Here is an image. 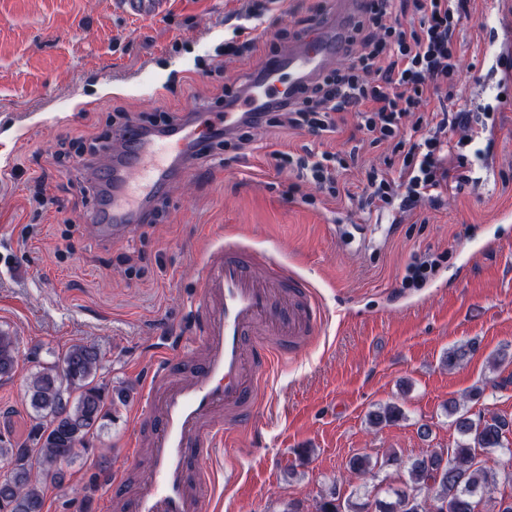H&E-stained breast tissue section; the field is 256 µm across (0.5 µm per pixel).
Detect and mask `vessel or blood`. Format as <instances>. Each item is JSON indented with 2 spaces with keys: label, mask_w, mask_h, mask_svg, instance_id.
<instances>
[{
  "label": "vessel or blood",
  "mask_w": 512,
  "mask_h": 512,
  "mask_svg": "<svg viewBox=\"0 0 512 512\" xmlns=\"http://www.w3.org/2000/svg\"><path fill=\"white\" fill-rule=\"evenodd\" d=\"M132 18L158 19L169 0H117ZM344 18L336 17L284 50L256 72L233 105L221 112L194 107L182 112L175 131L131 127L119 136L99 168L109 186L96 209L101 238L127 236L149 222L154 202L175 174L204 152L213 128L233 133L256 110L280 101L329 69L341 52ZM191 333L158 352L145 380L148 403L135 415L136 447L147 452L148 479L126 497V512H207L215 487L205 462L225 433L249 427L259 411L256 388L269 366L296 354L322 321L313 290L267 254L232 238H220L200 261V287ZM196 359L185 367L183 355Z\"/></svg>",
  "instance_id": "b4317fda"
}]
</instances>
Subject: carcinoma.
<instances>
[{"mask_svg":"<svg viewBox=\"0 0 512 512\" xmlns=\"http://www.w3.org/2000/svg\"><path fill=\"white\" fill-rule=\"evenodd\" d=\"M100 362L97 346L74 344L60 362L39 364L31 373L27 434L0 439V512H44L45 487L62 485L72 449L89 447L90 437L105 426L109 392L96 382ZM15 370V340L0 330V379L11 378ZM401 416L399 406L388 405L374 411L370 423L378 427ZM448 416L459 435L448 457L432 448L405 466L402 486L392 493L382 494L380 484L374 487L372 500L358 489L346 497L333 491L315 500L314 512H481L486 501L489 512H512V506L504 507L512 492L492 496L499 484L498 471L488 465L491 452L500 450L512 457L507 443L512 420L493 414L475 421L454 400L448 401ZM377 467L366 454L349 460L350 470L361 476Z\"/></svg>","mask_w":512,"mask_h":512,"instance_id":"carcinoma-1","label":"carcinoma"}]
</instances>
